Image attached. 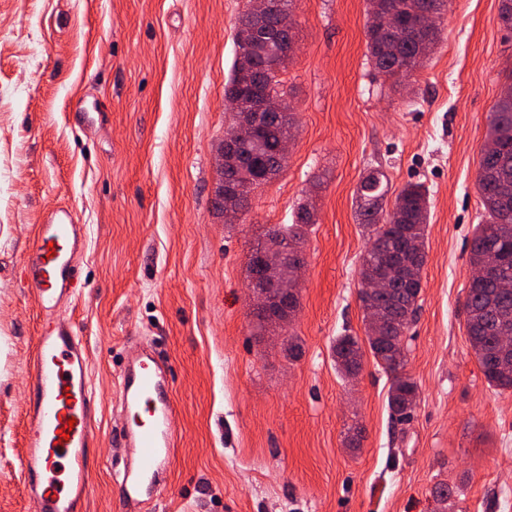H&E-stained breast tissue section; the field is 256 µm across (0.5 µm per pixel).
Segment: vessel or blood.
Here are the masks:
<instances>
[{
    "label": "vessel or blood",
    "mask_w": 512,
    "mask_h": 512,
    "mask_svg": "<svg viewBox=\"0 0 512 512\" xmlns=\"http://www.w3.org/2000/svg\"><path fill=\"white\" fill-rule=\"evenodd\" d=\"M85 230L69 208L52 210L36 225L20 274L40 313L30 348L25 388L26 438L20 459L32 512H86L89 448L100 440L93 408L87 343L60 311L79 295L78 260ZM174 377L156 348L136 343L115 385L126 418L122 440L130 452L115 479L121 512H150L176 456ZM69 428L61 438V428Z\"/></svg>",
    "instance_id": "obj_1"
}]
</instances>
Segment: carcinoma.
Here are the masks:
<instances>
[{"label": "carcinoma", "instance_id": "cac0c4a2", "mask_svg": "<svg viewBox=\"0 0 512 512\" xmlns=\"http://www.w3.org/2000/svg\"><path fill=\"white\" fill-rule=\"evenodd\" d=\"M368 14L375 18L388 9L398 8L396 18L402 35L394 32L367 34L368 53L375 66L394 84L408 79L419 62L421 50L432 49L438 42L440 27L422 32L415 29L419 12L441 13L447 0H367ZM237 32L247 33V42L236 45L258 67H263L265 46L285 37L278 20L263 22L242 14ZM280 117L257 129L239 147L240 165L228 172L242 188V208H247L252 190L267 182L270 175L283 168L285 159L281 141L291 135L292 114L288 101L280 99ZM488 142L498 146L483 154L477 176V189L485 210L484 220L477 225L470 248V264L477 269L486 262L488 253L499 252L501 264L496 277L512 280V205L503 204L498 182L512 179V85L500 95L490 114ZM388 180L384 173L373 169L363 178L358 190L357 217L368 230L371 243L361 259L362 282L386 274L392 288L387 293L369 295L360 292V301L367 325L370 352L380 367L393 376L389 407L399 418L410 416L416 405V386L403 372L405 353L403 338L418 308L421 292V271L425 264V232L427 194L423 186L408 184L396 195L393 207L384 209ZM313 223V214L306 206L298 212L294 224L273 229L291 249L293 262L303 264L301 243L306 227ZM265 240L257 241L248 259V278L259 281L266 274L262 259ZM467 330L472 350L488 384L496 389L512 391V364L494 361L502 329L512 330V294H497L491 280H470L467 298ZM333 354L338 370L348 377L356 376L363 361V347L358 337L349 334L336 337Z\"/></svg>", "mask_w": 512, "mask_h": 512}]
</instances>
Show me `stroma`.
I'll return each mask as SVG.
<instances>
[{"label": "stroma", "mask_w": 512, "mask_h": 512, "mask_svg": "<svg viewBox=\"0 0 512 512\" xmlns=\"http://www.w3.org/2000/svg\"><path fill=\"white\" fill-rule=\"evenodd\" d=\"M246 5L0 0V512H31L19 462L40 317L18 265L59 205L87 228L84 292L63 315L87 340L104 438L89 451L88 512H120L114 384L141 340L174 370L181 436L154 512H437L444 483L461 512H512V392L486 381L465 311L488 115L512 83L499 0H449L437 46L398 87L368 56L366 0H295L287 162L228 224L216 156ZM373 169L391 193L419 183L429 196L404 368L416 406L402 422L372 355L352 379L333 356L337 336L366 330L356 210ZM303 204L314 223L297 306L287 328L259 330L251 248Z\"/></svg>", "instance_id": "obj_1"}]
</instances>
